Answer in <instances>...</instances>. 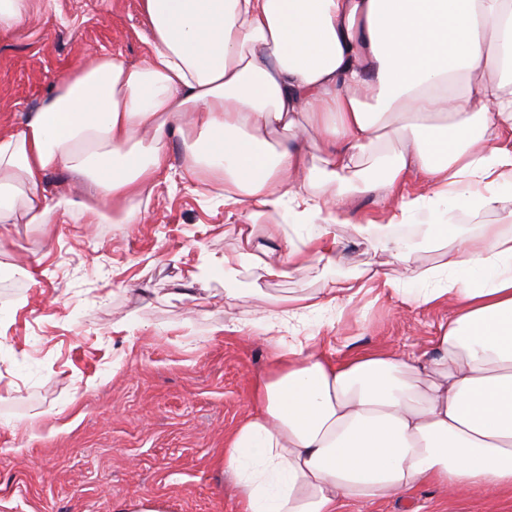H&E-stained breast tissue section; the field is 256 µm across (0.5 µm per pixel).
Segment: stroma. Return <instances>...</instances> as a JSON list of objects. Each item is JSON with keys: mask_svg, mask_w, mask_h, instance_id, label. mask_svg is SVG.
Segmentation results:
<instances>
[{"mask_svg": "<svg viewBox=\"0 0 512 512\" xmlns=\"http://www.w3.org/2000/svg\"><path fill=\"white\" fill-rule=\"evenodd\" d=\"M149 41L142 0H35L30 22L0 33V124L86 57L138 63ZM239 221L202 186L164 180L138 224L0 225V512H126L144 498L237 512L220 458L268 349L225 331L252 306L225 309L223 278L196 271L235 246ZM352 309L332 340L340 357L410 352L448 315L371 295ZM340 512H512V495L425 485Z\"/></svg>", "mask_w": 512, "mask_h": 512, "instance_id": "obj_1", "label": "stroma"}]
</instances>
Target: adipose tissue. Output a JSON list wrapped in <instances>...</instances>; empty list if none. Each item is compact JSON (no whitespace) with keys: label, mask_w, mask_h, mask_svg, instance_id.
<instances>
[{"label":"adipose tissue","mask_w":512,"mask_h":512,"mask_svg":"<svg viewBox=\"0 0 512 512\" xmlns=\"http://www.w3.org/2000/svg\"><path fill=\"white\" fill-rule=\"evenodd\" d=\"M143 11L147 59L89 56L0 126V224L59 212L112 223V206L152 197L182 136L186 177L249 217L208 262L225 304H261L227 331L269 347L224 442L240 512H337L428 483L512 492V225L488 220L512 205V0H143ZM472 77L476 90L460 92ZM53 169L72 189L48 194ZM413 169L428 191L403 192ZM76 189L97 206L74 205ZM352 192L377 194L387 216L352 220ZM262 215L274 223L252 225ZM288 227L296 239L273 257L267 243ZM349 237L403 277L371 268L288 296L240 285L249 267L267 280L332 271ZM372 292L452 314L424 350L336 359L319 331ZM311 319L307 335L277 333Z\"/></svg>","instance_id":"1"}]
</instances>
